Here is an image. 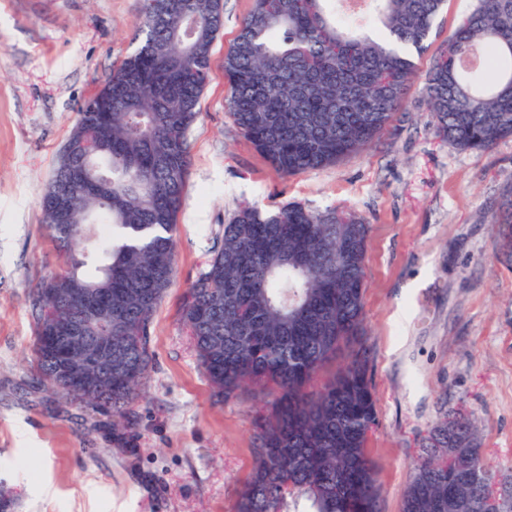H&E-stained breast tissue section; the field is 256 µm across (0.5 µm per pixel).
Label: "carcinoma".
<instances>
[{
  "label": "carcinoma",
  "mask_w": 512,
  "mask_h": 512,
  "mask_svg": "<svg viewBox=\"0 0 512 512\" xmlns=\"http://www.w3.org/2000/svg\"><path fill=\"white\" fill-rule=\"evenodd\" d=\"M254 0L224 56L228 110L242 134L285 177L357 153L390 124L414 83V56L432 44L446 0ZM224 0H143L135 50L77 114L40 204L57 189L69 212L44 224L66 257L33 298L41 382L51 368L41 339L79 314L74 292L112 301L93 334L120 344L134 324L144 345L86 367L112 365V415L124 417L152 367L150 327L177 272L175 230L190 165L188 132L210 79ZM426 94L437 135L465 150L512 137V0H478L434 56ZM512 260V201L494 219ZM112 225V241L95 228ZM368 226L355 212L240 208L188 289L180 320L222 402L244 386L273 399L255 418L254 469L236 512H381L367 453L377 425L363 295ZM350 360L309 386L343 345ZM401 512H488L495 476L466 412L427 432Z\"/></svg>",
  "instance_id": "1"
}]
</instances>
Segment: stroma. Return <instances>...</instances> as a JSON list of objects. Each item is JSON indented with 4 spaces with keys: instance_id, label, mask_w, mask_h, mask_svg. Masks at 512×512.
<instances>
[{
    "instance_id": "obj_1",
    "label": "stroma",
    "mask_w": 512,
    "mask_h": 512,
    "mask_svg": "<svg viewBox=\"0 0 512 512\" xmlns=\"http://www.w3.org/2000/svg\"><path fill=\"white\" fill-rule=\"evenodd\" d=\"M251 6L224 0L189 133L177 274L151 327L155 364L120 422L36 380L32 299L65 263L41 194L81 106L133 51L141 0H0V491L17 492V512H234L266 397L245 389L216 403L179 309L246 204L345 207L370 227L368 448L381 512H400L420 441L447 410L470 413L487 464L512 477V266L496 260L490 223L512 187V137L489 151L440 139L425 54L404 110L373 143L280 178L226 108L224 55Z\"/></svg>"
}]
</instances>
